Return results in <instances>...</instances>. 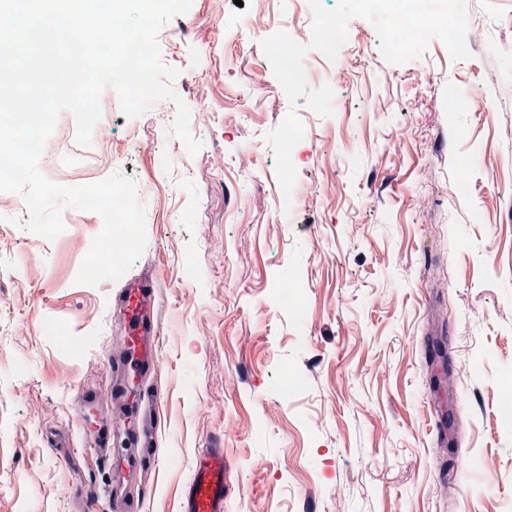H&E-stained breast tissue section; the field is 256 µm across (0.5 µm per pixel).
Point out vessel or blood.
<instances>
[{
    "label": "vessel or blood",
    "mask_w": 512,
    "mask_h": 512,
    "mask_svg": "<svg viewBox=\"0 0 512 512\" xmlns=\"http://www.w3.org/2000/svg\"><path fill=\"white\" fill-rule=\"evenodd\" d=\"M153 289L149 281L127 282L119 288L113 303L124 314L126 349L116 361L117 368L134 380H144L160 365L156 350H142L146 337L155 335L157 323L152 309ZM155 409L153 400L145 394L123 401L120 413L125 421L136 423L137 431L130 434L126 444L135 457L159 463L164 454L154 428L147 418ZM82 445L103 456L112 454V438L107 430H85ZM182 512H224V451L202 448L195 456L193 475L186 485L181 503Z\"/></svg>",
    "instance_id": "b4317fda"
}]
</instances>
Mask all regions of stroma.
Here are the masks:
<instances>
[{"instance_id":"obj_1","label":"stroma","mask_w":512,"mask_h":512,"mask_svg":"<svg viewBox=\"0 0 512 512\" xmlns=\"http://www.w3.org/2000/svg\"><path fill=\"white\" fill-rule=\"evenodd\" d=\"M467 5L465 61L434 39L388 63L361 18L336 60L306 54L310 86L339 104L299 110L302 201L287 215L266 136L289 103L260 41L308 42L302 2L193 0L162 28L197 153L169 134L168 100L129 119L106 89L87 146L60 115L40 171L70 186L123 173L146 208L127 276L158 284L147 384L165 454L128 471L80 444L124 430L111 405L75 408L105 393L125 346L121 281H76L101 217L66 209L50 242L0 193V512H113L98 494L111 482L123 512H179L199 448L224 451L225 512H512V101L496 98L512 57L490 51L512 45V0ZM452 89L466 95L453 109ZM289 266L295 304L277 291Z\"/></svg>"}]
</instances>
